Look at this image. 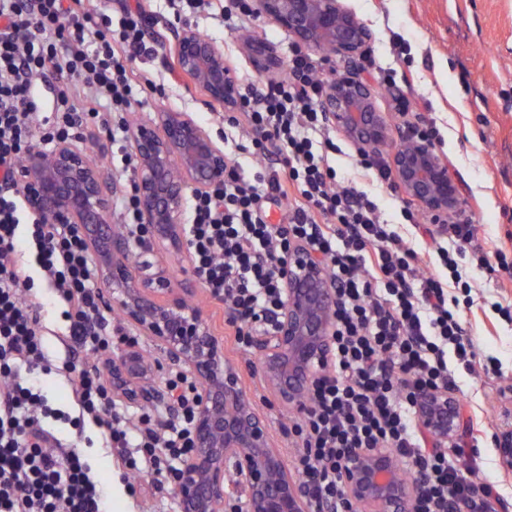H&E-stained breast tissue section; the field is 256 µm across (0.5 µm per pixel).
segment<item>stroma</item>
Here are the masks:
<instances>
[{
  "label": "stroma",
  "mask_w": 512,
  "mask_h": 512,
  "mask_svg": "<svg viewBox=\"0 0 512 512\" xmlns=\"http://www.w3.org/2000/svg\"><path fill=\"white\" fill-rule=\"evenodd\" d=\"M344 4L372 30L371 56L377 66L395 69L397 86L408 91V120L420 125L432 122L439 129L442 141L437 150L447 157L460 187L456 222L476 225L478 246L512 234V0H344ZM87 7L112 15L138 8L143 18L155 19L162 32L178 27L167 0H89ZM194 26L223 44L226 61L242 85L262 82L247 55V38L264 39L283 58L294 44L287 31L257 14L234 30L205 14ZM154 47V53L138 59L136 67L156 88L146 92L143 106L128 114L129 124L162 109L187 113L210 132L229 159L255 171L256 162L239 149L247 141L246 131L226 126L223 107L205 106L200 93L167 65V43L158 41ZM364 188L378 198L387 219L398 224L400 234L415 248L431 242V234L402 223L399 209L404 196L399 190L372 181ZM472 296L475 306L464 314L468 333L481 357L497 361L498 373L455 372L453 394L461 400L464 416H475L479 427L477 454L461 465L474 485L499 482L503 501L512 504V479H503L492 439L502 412L498 391L512 382V320L497 311L501 305L512 307V288L498 287L486 277ZM193 302L225 337L226 356L238 364L243 385L271 427L287 464H294L297 450L290 434L294 414L279 406L251 353L229 341L223 304L201 288ZM55 429L63 443H84L93 473L110 478L105 489L110 512H164V504L152 495L150 479L129 488L120 478L110 477L111 450L95 426L59 422Z\"/></svg>",
  "instance_id": "35a3bbf8"
}]
</instances>
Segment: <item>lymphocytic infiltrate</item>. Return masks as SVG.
<instances>
[{"instance_id": "obj_1", "label": "lymphocytic infiltrate", "mask_w": 512, "mask_h": 512, "mask_svg": "<svg viewBox=\"0 0 512 512\" xmlns=\"http://www.w3.org/2000/svg\"><path fill=\"white\" fill-rule=\"evenodd\" d=\"M139 13L119 19L92 15L84 0H0V512H108L105 485L91 475L78 447H64L54 424L67 414L40 383L50 373L42 302L30 299L35 277L65 303V334L83 353L66 360L80 416L116 449L128 472L151 476L163 494L177 476L192 440L198 390L171 370L167 411L129 418L117 412L99 353L107 309L91 256L77 230L30 217L14 195V172L40 135L44 149L79 138L92 120L105 124L112 146L123 147L127 112L154 82L134 62L150 54ZM53 76L55 109L41 112L38 78ZM324 84L311 56L293 47L285 77L241 92L229 126L250 129L249 150L269 165L246 175L230 164L223 181L194 196L184 232L192 273L209 296L224 302L237 347L270 329L283 298L282 270L297 244L320 254L336 289L328 374L313 385L310 407L294 426L296 469L314 501L342 505L340 469L360 448H388L406 474L420 475L413 512H448L470 504L462 446L427 447L415 395L455 381L456 357L465 373H490L477 357L461 311L472 308L475 272L512 283V236L473 247L476 227L454 224L424 252L389 224L375 196L342 184L329 157L339 147L320 103ZM288 208L272 224L264 199ZM33 251L23 263L22 245ZM461 297H449V288Z\"/></svg>"}]
</instances>
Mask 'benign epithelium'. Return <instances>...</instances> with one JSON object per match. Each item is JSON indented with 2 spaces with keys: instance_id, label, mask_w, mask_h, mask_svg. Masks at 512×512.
Returning <instances> with one entry per match:
<instances>
[{
  "instance_id": "1",
  "label": "benign epithelium",
  "mask_w": 512,
  "mask_h": 512,
  "mask_svg": "<svg viewBox=\"0 0 512 512\" xmlns=\"http://www.w3.org/2000/svg\"><path fill=\"white\" fill-rule=\"evenodd\" d=\"M258 12L279 24L304 48L348 61L322 99L328 125L359 151L387 155L389 168L406 198L429 216L433 231L448 234V220L460 202L459 185L448 161L417 128L389 123L377 107L370 78L361 70L373 32L342 0H256ZM262 73L284 68L276 51L259 38L247 43ZM175 72L203 93L208 106L235 109L238 84L216 41L184 27L174 35ZM136 161V195L144 238L135 241L111 224L112 197L121 187L105 176L80 143L60 140L49 151L29 149L14 173L16 191L29 210L53 224H70L94 256L103 298L121 310L195 380L198 408L193 446L174 485L181 512H335L313 502L298 475L288 469L264 417L244 390L235 361L186 296L191 283L172 285L167 254L185 252L181 216L188 195L208 191L224 179L228 158L210 133L183 112L161 110L129 130ZM336 290L321 256L298 244L288 256L283 304L270 332L252 336V350L264 384L279 405L303 413L314 381L332 349ZM153 366L135 348L112 367V395L130 405L159 397ZM419 425L431 448H448L462 408L446 388L417 394ZM495 447L500 467L512 473V422L499 428ZM346 512H412L420 476L403 479L388 448L356 450L340 472Z\"/></svg>"
}]
</instances>
